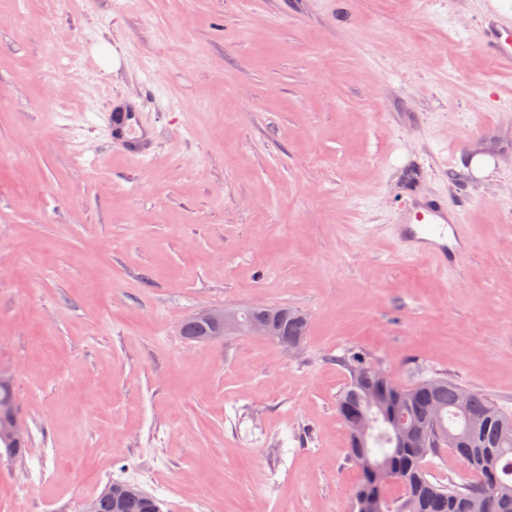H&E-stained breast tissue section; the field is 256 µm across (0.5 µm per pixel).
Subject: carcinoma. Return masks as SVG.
<instances>
[{"mask_svg":"<svg viewBox=\"0 0 512 512\" xmlns=\"http://www.w3.org/2000/svg\"><path fill=\"white\" fill-rule=\"evenodd\" d=\"M268 339L305 340L308 319L293 307H266ZM350 372L336 398L345 428L358 418L368 421L362 447L347 445L348 458L361 478L353 497L371 490L379 494L383 512H512V412L483 394L446 377L402 387L396 398L371 400L391 378L371 366L363 354L340 357ZM16 407L14 389L0 385V420ZM453 455L461 473L443 481L431 472L432 459ZM394 472L402 494H385V475ZM152 499L134 495L116 508L113 493L99 496L98 512H151Z\"/></svg>","mask_w":512,"mask_h":512,"instance_id":"carcinoma-1","label":"carcinoma"}]
</instances>
